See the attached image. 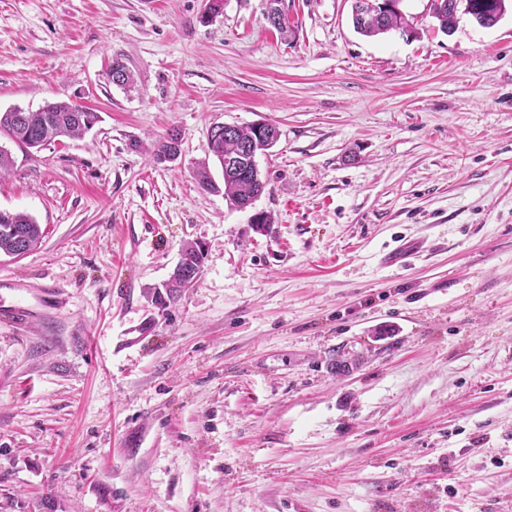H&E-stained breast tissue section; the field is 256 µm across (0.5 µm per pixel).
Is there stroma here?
<instances>
[{
	"label": "stroma",
	"instance_id": "stroma-1",
	"mask_svg": "<svg viewBox=\"0 0 512 512\" xmlns=\"http://www.w3.org/2000/svg\"><path fill=\"white\" fill-rule=\"evenodd\" d=\"M224 2L0 0V111L101 117L0 179L43 230L0 280L64 300L0 325V512H512V13L445 34L406 0L411 35L367 38L283 0L287 41ZM261 121L264 234L193 176L210 126ZM177 134L179 131L177 129H172L167 132L166 136L160 139L154 145V152L156 160L159 162H175L181 154V150L179 149V144ZM173 157L170 159V157ZM180 158V157H179ZM167 159V160H166Z\"/></svg>",
	"mask_w": 512,
	"mask_h": 512
}]
</instances>
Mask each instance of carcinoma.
<instances>
[{"mask_svg":"<svg viewBox=\"0 0 512 512\" xmlns=\"http://www.w3.org/2000/svg\"><path fill=\"white\" fill-rule=\"evenodd\" d=\"M405 19L392 12L380 19L370 15L356 31L364 36H377L399 27ZM99 122V115L93 109L66 101L47 102L36 111H17L11 108L0 111V137L14 142L20 147L39 148L61 138H81ZM272 135L266 139H256L254 126H232L231 130L217 134L208 140V154L219 164H224L230 156L238 154L242 146L257 142V150L266 151L277 142V128L267 126ZM177 129L167 132L166 136L154 145L156 160L164 162L170 158L178 159L181 154ZM195 179L201 189L223 193L230 202L260 196L267 187V181L261 173L248 171L237 177L224 175L223 185L212 178L208 162L201 160L194 169ZM42 240V230L35 219L22 212L0 209V256L19 257L35 250ZM181 255L191 264L200 266L204 252L201 244L186 242L181 246Z\"/></svg>","mask_w":512,"mask_h":512,"instance_id":"obj_1","label":"carcinoma"}]
</instances>
